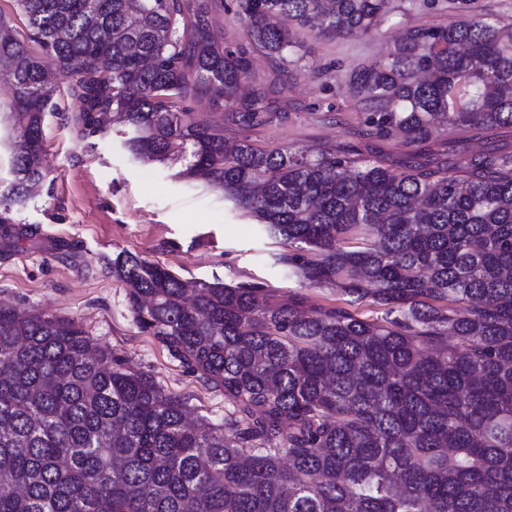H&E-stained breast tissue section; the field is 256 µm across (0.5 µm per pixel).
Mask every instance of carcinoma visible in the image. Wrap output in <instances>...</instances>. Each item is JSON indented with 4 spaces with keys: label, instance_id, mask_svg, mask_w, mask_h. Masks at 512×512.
Masks as SVG:
<instances>
[{
    "label": "carcinoma",
    "instance_id": "1",
    "mask_svg": "<svg viewBox=\"0 0 512 512\" xmlns=\"http://www.w3.org/2000/svg\"><path fill=\"white\" fill-rule=\"evenodd\" d=\"M0 17L15 93L0 205L44 180L54 68L81 104L127 125L137 158L183 173L288 246L343 305L303 310L257 285L189 281L122 250L105 271L140 326L224 391V423L124 369L70 320L0 307V512H512V25L408 27L347 82L366 136L414 148L385 165L264 148L184 103L273 122L243 46L212 34V0H16ZM392 0H236L248 44L301 71L294 29L368 34ZM452 130L448 150H417ZM7 238L34 235L9 225ZM368 304L382 316L369 319ZM230 429L234 439H224Z\"/></svg>",
    "mask_w": 512,
    "mask_h": 512
}]
</instances>
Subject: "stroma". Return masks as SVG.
<instances>
[{
    "instance_id": "1",
    "label": "stroma",
    "mask_w": 512,
    "mask_h": 512,
    "mask_svg": "<svg viewBox=\"0 0 512 512\" xmlns=\"http://www.w3.org/2000/svg\"><path fill=\"white\" fill-rule=\"evenodd\" d=\"M393 20L370 34L326 39L297 30L298 52L315 66L298 73L252 51V84L264 91L280 120L243 132L229 122L228 106L210 97L191 100L196 119L223 125L233 142L249 135L263 147H292L316 155L333 148L388 164L404 159L409 146L398 139L362 136L346 83L357 66L382 58L397 28L447 24L475 14L512 23V0H393ZM57 113L44 123L43 167L37 192L13 204L11 223L38 229L22 242L0 236V306L34 310L76 321L124 368L143 371L184 399L191 418L224 419V394L204 383L134 319L126 290L102 272L104 259L121 250L138 253L197 281L261 285L275 297L305 295L308 305L332 307L335 290L306 286L285 262L286 247L253 220L224 202L222 189L181 175L180 165L148 162L126 149L125 134L84 135L68 122L77 105L58 80Z\"/></svg>"
}]
</instances>
